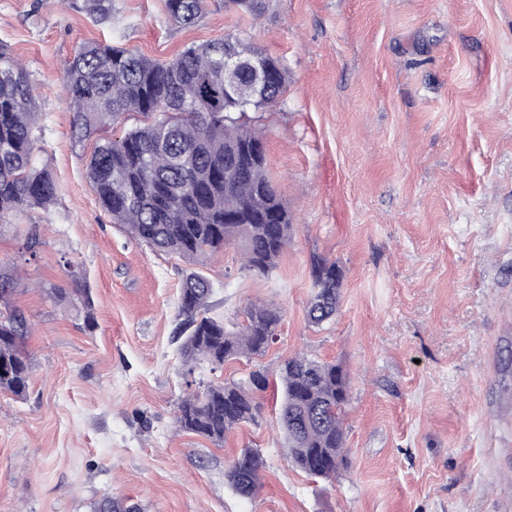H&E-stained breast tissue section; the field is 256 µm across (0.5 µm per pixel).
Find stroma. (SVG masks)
I'll return each mask as SVG.
<instances>
[{
  "mask_svg": "<svg viewBox=\"0 0 512 512\" xmlns=\"http://www.w3.org/2000/svg\"><path fill=\"white\" fill-rule=\"evenodd\" d=\"M112 4L101 26L60 0H0V44L41 112L36 164L58 187L49 210L0 230L34 367L26 395L0 393V512H92L106 496L143 512H512V0H266L257 16L207 0L191 27L162 0ZM229 33L288 68L281 103L244 119L294 231L269 274L244 268L235 245L196 266L208 316L232 328L259 300L282 321L261 356L190 372L175 331L193 266L101 209L86 167L96 141L74 140L62 80L88 41L165 61ZM316 257L344 273L319 326L307 319ZM73 270L94 326L48 298ZM298 353L349 376L335 481L289 462L272 397L221 445L176 425L189 390L257 364L278 373ZM244 448L266 461L251 499L225 478Z\"/></svg>",
  "mask_w": 512,
  "mask_h": 512,
  "instance_id": "obj_1",
  "label": "stroma"
}]
</instances>
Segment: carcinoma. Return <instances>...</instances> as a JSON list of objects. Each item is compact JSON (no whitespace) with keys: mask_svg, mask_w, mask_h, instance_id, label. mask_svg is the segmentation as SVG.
<instances>
[{"mask_svg":"<svg viewBox=\"0 0 512 512\" xmlns=\"http://www.w3.org/2000/svg\"><path fill=\"white\" fill-rule=\"evenodd\" d=\"M167 16L181 25L197 23L206 0H163ZM97 21L112 17V0H68ZM235 45L259 68H224V53ZM73 110L72 135L98 136L87 175L102 209L138 243L154 251L196 261L234 244L246 267L265 273L275 267L291 240L294 224L266 172L263 139L234 114L274 108L287 88L288 69L239 33L185 48L165 62L109 43L87 42L63 77ZM137 112L142 125L119 136L105 131ZM38 112L21 63L0 45V229L9 217L32 208L48 209L57 198L52 174L35 163ZM314 294L307 316L319 325L336 314L343 272L336 262L312 263ZM13 281L0 275V392L26 394L32 366L22 350L28 322L13 305ZM210 281L191 271L183 279L178 309L183 321L181 355L194 368L221 366L265 351L281 322L278 308L252 303L236 331L204 314ZM55 303L81 306L94 321L84 288H52ZM278 421L291 463L308 475L333 480L345 465L343 410L350 398L348 376L336 363L297 354L280 368ZM270 381L265 369L244 382L208 385L181 399L178 426L221 444L261 411ZM263 458L244 449L226 472L240 496L256 495ZM94 512H141L138 504L105 497Z\"/></svg>","mask_w":512,"mask_h":512,"instance_id":"carcinoma-1","label":"carcinoma"}]
</instances>
